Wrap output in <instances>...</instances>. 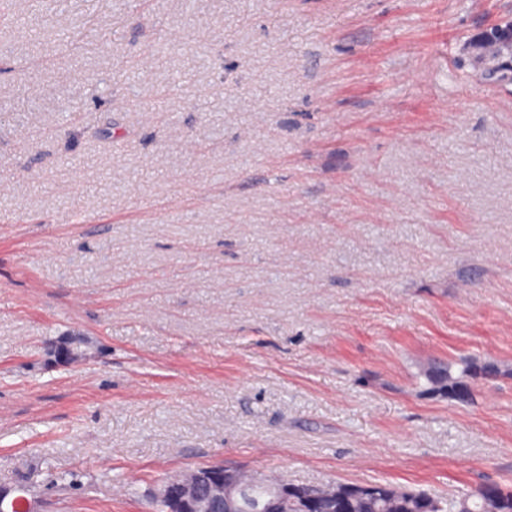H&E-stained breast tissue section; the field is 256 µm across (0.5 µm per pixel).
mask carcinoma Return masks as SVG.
I'll list each match as a JSON object with an SVG mask.
<instances>
[{
	"mask_svg": "<svg viewBox=\"0 0 512 512\" xmlns=\"http://www.w3.org/2000/svg\"><path fill=\"white\" fill-rule=\"evenodd\" d=\"M453 363H438L424 369L426 391L451 400L458 399L461 388L473 398L472 384L488 378L489 367L474 361L461 363L460 375L452 374ZM336 494L324 487L288 484V497L302 491L314 512H512V488L497 483L485 484L459 497L433 495L424 490L391 484H336Z\"/></svg>",
	"mask_w": 512,
	"mask_h": 512,
	"instance_id": "carcinoma-1",
	"label": "carcinoma"
}]
</instances>
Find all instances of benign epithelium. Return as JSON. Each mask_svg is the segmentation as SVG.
Returning <instances> with one entry per match:
<instances>
[{
  "mask_svg": "<svg viewBox=\"0 0 512 512\" xmlns=\"http://www.w3.org/2000/svg\"><path fill=\"white\" fill-rule=\"evenodd\" d=\"M265 484L280 487L282 482L257 474L242 476L238 471L215 465L191 470L159 485L158 498L166 501L170 512H246L250 487ZM0 512H36L22 496L9 497L0 489Z\"/></svg>",
  "mask_w": 512,
  "mask_h": 512,
  "instance_id": "obj_1",
  "label": "benign epithelium"
}]
</instances>
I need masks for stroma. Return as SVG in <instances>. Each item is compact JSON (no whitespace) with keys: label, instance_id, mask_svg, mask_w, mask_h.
<instances>
[{"label":"stroma","instance_id":"obj_1","mask_svg":"<svg viewBox=\"0 0 512 512\" xmlns=\"http://www.w3.org/2000/svg\"><path fill=\"white\" fill-rule=\"evenodd\" d=\"M9 4L0 487L512 484V0ZM464 360L472 403L421 392Z\"/></svg>","mask_w":512,"mask_h":512}]
</instances>
